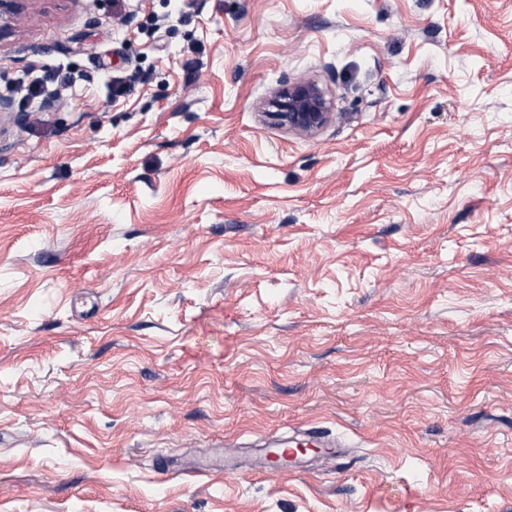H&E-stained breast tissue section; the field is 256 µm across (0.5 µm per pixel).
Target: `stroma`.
<instances>
[{
    "label": "stroma",
    "mask_w": 512,
    "mask_h": 512,
    "mask_svg": "<svg viewBox=\"0 0 512 512\" xmlns=\"http://www.w3.org/2000/svg\"><path fill=\"white\" fill-rule=\"evenodd\" d=\"M11 27L0 512H512V0ZM299 80L310 136L265 115ZM310 428L343 452L263 472ZM331 104L314 82L297 81L285 86L272 100L268 118L303 135L322 129L331 118Z\"/></svg>",
    "instance_id": "obj_1"
}]
</instances>
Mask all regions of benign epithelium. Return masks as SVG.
Here are the masks:
<instances>
[{"label": "benign epithelium", "instance_id": "7a95c632", "mask_svg": "<svg viewBox=\"0 0 512 512\" xmlns=\"http://www.w3.org/2000/svg\"><path fill=\"white\" fill-rule=\"evenodd\" d=\"M25 0H0V32L18 14ZM268 118L303 135L322 129L331 118V104L314 82L297 81L285 86L272 100Z\"/></svg>", "mask_w": 512, "mask_h": 512}]
</instances>
